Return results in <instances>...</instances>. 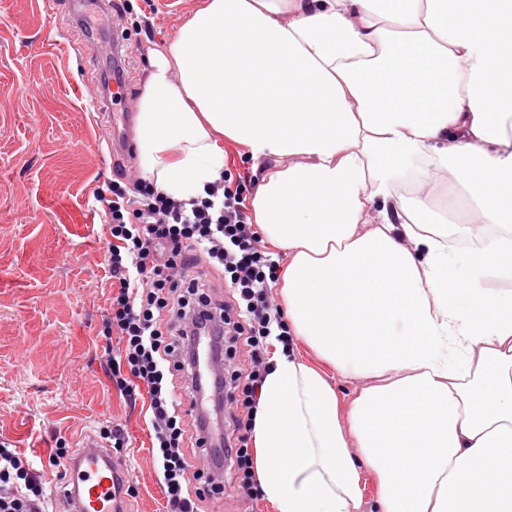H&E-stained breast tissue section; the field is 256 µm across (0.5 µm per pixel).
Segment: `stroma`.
I'll use <instances>...</instances> for the list:
<instances>
[{"label": "stroma", "instance_id": "1", "mask_svg": "<svg viewBox=\"0 0 512 512\" xmlns=\"http://www.w3.org/2000/svg\"><path fill=\"white\" fill-rule=\"evenodd\" d=\"M201 3L114 0L89 33L68 6L0 0V440L33 462L58 506L65 482L48 464L52 448H77L79 435L114 423L130 512H166L147 406L127 404L107 373L111 235L100 199L116 176L112 142L134 139L154 51ZM116 42L125 98L97 112Z\"/></svg>", "mask_w": 512, "mask_h": 512}]
</instances>
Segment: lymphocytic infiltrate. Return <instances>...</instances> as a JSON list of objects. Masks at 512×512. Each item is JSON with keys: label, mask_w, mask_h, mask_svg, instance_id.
Here are the masks:
<instances>
[{"label": "lymphocytic infiltrate", "mask_w": 512, "mask_h": 512, "mask_svg": "<svg viewBox=\"0 0 512 512\" xmlns=\"http://www.w3.org/2000/svg\"><path fill=\"white\" fill-rule=\"evenodd\" d=\"M250 190L245 180L225 178L207 198L186 203L123 175L102 201L116 282L103 336L118 340L108 376L127 401L149 398L151 452L167 512H201L209 495L223 493L198 468L203 458L218 470L231 466L244 499L262 494L248 448L256 393L271 367V341L287 346L291 338L269 296L279 264L252 227ZM206 329L224 362L216 404L231 429L218 444L204 437L197 411L193 348ZM0 512H46L40 477L1 441Z\"/></svg>", "instance_id": "f902f5d3"}]
</instances>
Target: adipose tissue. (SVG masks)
<instances>
[{
	"instance_id": "ef3b65f1",
	"label": "adipose tissue",
	"mask_w": 512,
	"mask_h": 512,
	"mask_svg": "<svg viewBox=\"0 0 512 512\" xmlns=\"http://www.w3.org/2000/svg\"><path fill=\"white\" fill-rule=\"evenodd\" d=\"M135 140L179 201L225 141L264 163L293 335L369 381L344 414L275 351L253 422L275 512H483L484 489L512 512V290L490 287L512 281V0H204L154 54Z\"/></svg>"
}]
</instances>
